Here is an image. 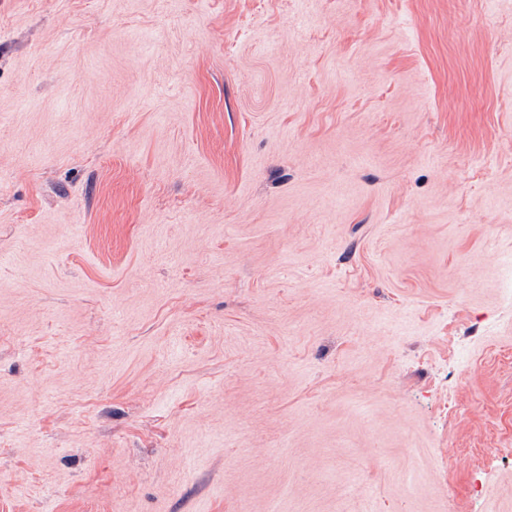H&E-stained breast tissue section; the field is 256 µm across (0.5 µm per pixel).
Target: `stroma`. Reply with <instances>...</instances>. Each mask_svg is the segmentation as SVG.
I'll return each mask as SVG.
<instances>
[{
    "mask_svg": "<svg viewBox=\"0 0 512 512\" xmlns=\"http://www.w3.org/2000/svg\"><path fill=\"white\" fill-rule=\"evenodd\" d=\"M510 276L506 0H0V512H512Z\"/></svg>",
    "mask_w": 512,
    "mask_h": 512,
    "instance_id": "obj_1",
    "label": "stroma"
}]
</instances>
